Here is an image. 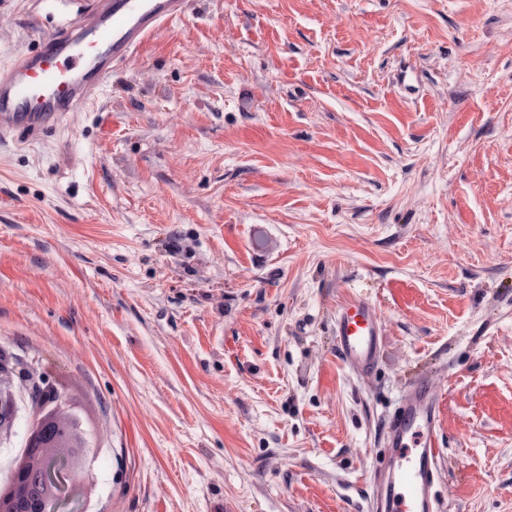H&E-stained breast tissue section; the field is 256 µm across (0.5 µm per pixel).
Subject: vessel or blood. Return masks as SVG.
<instances>
[{
  "mask_svg": "<svg viewBox=\"0 0 512 512\" xmlns=\"http://www.w3.org/2000/svg\"><path fill=\"white\" fill-rule=\"evenodd\" d=\"M185 8V0H90L83 20L43 33L36 49L0 69V134L37 136L50 122L91 103L113 67ZM335 336L344 364L371 373L383 346L375 306L362 295L351 296L336 313ZM440 406L427 378L407 385L384 425L387 457L375 471L371 512H438Z\"/></svg>",
  "mask_w": 512,
  "mask_h": 512,
  "instance_id": "1",
  "label": "vessel or blood"
}]
</instances>
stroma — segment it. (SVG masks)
<instances>
[{"instance_id":"obj_1","label":"stroma","mask_w":512,"mask_h":512,"mask_svg":"<svg viewBox=\"0 0 512 512\" xmlns=\"http://www.w3.org/2000/svg\"><path fill=\"white\" fill-rule=\"evenodd\" d=\"M87 10L0 0V66ZM0 344L91 422L87 512H366L422 375L440 512H512V0H188L0 138ZM336 352L346 366L364 375L379 361L383 331L375 306L359 294L351 296L336 312Z\"/></svg>"}]
</instances>
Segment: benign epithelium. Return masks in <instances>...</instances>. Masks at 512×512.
<instances>
[{
  "label": "benign epithelium",
  "instance_id": "1",
  "mask_svg": "<svg viewBox=\"0 0 512 512\" xmlns=\"http://www.w3.org/2000/svg\"><path fill=\"white\" fill-rule=\"evenodd\" d=\"M24 389L31 393L32 424L24 457L9 467L0 490V512H84L86 439L74 419L63 416L65 400L52 378L0 346V447L11 444Z\"/></svg>",
  "mask_w": 512,
  "mask_h": 512
}]
</instances>
